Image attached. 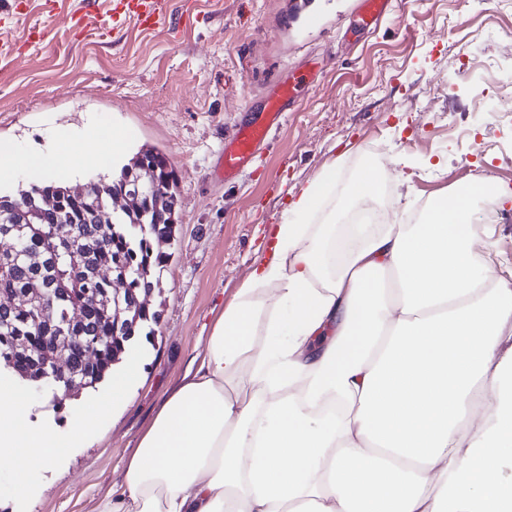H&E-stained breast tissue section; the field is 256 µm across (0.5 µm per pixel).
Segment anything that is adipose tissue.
I'll return each mask as SVG.
<instances>
[{"mask_svg":"<svg viewBox=\"0 0 512 512\" xmlns=\"http://www.w3.org/2000/svg\"><path fill=\"white\" fill-rule=\"evenodd\" d=\"M74 166L14 150L0 183ZM335 182L331 165L293 192L267 257L96 512H512V260L474 250L487 182L357 235L339 258L333 219L313 221ZM103 417L88 399L60 435L0 383L14 495Z\"/></svg>","mask_w":512,"mask_h":512,"instance_id":"1","label":"adipose tissue"}]
</instances>
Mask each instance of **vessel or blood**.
<instances>
[{"label": "vessel or blood", "mask_w": 512, "mask_h": 512, "mask_svg": "<svg viewBox=\"0 0 512 512\" xmlns=\"http://www.w3.org/2000/svg\"><path fill=\"white\" fill-rule=\"evenodd\" d=\"M404 4L405 0H356V23L361 30H375ZM70 15L90 32L105 28L117 31L130 24L152 31L166 27L173 19L170 0H76ZM315 79L314 72L304 71L275 81L260 107L237 127L231 138L225 139L216 168L221 180L231 181L251 166L302 89Z\"/></svg>", "instance_id": "vessel-or-blood-1"}]
</instances>
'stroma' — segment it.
Wrapping results in <instances>:
<instances>
[{
    "label": "stroma",
    "mask_w": 512,
    "mask_h": 512,
    "mask_svg": "<svg viewBox=\"0 0 512 512\" xmlns=\"http://www.w3.org/2000/svg\"><path fill=\"white\" fill-rule=\"evenodd\" d=\"M294 2L172 0V28L79 37L45 0H0V18L19 9L15 36L34 23L52 32L39 50L0 60V142L47 146L92 123L125 138L128 153L160 150L180 193L170 259L149 300L155 333L126 349L140 363L134 385L116 401L102 383V426L31 470L29 496L16 497L14 471L0 467V512H93L121 483L162 399L266 254L263 232L280 222L288 190L327 166L342 190L374 163L384 174L377 202L407 222L434 197L488 179L504 198L492 240L512 258V123L474 113L459 79L473 67L493 92H512V73L497 67L512 43V0H408L354 41L351 0H308L314 27ZM299 68L318 80L268 148L234 181L215 178L225 137L276 74Z\"/></svg>",
    "instance_id": "obj_1"
}]
</instances>
